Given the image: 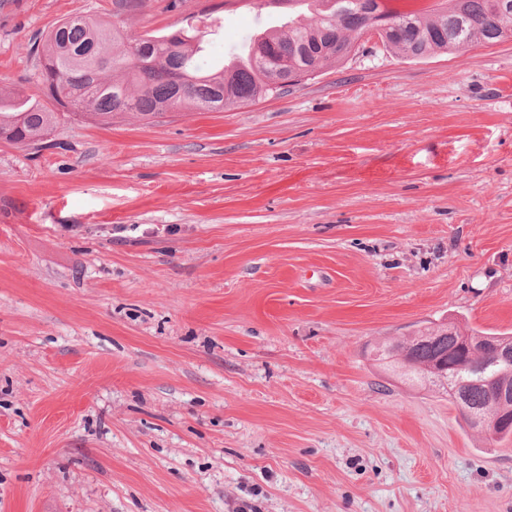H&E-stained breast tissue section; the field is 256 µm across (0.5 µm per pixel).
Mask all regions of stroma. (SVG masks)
I'll return each instance as SVG.
<instances>
[{
    "instance_id": "obj_1",
    "label": "stroma",
    "mask_w": 512,
    "mask_h": 512,
    "mask_svg": "<svg viewBox=\"0 0 512 512\" xmlns=\"http://www.w3.org/2000/svg\"><path fill=\"white\" fill-rule=\"evenodd\" d=\"M287 0H0V79L81 15L207 30L209 69ZM0 140V512H512V441L374 359L512 333V40L372 36L221 112H63Z\"/></svg>"
}]
</instances>
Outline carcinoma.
Listing matches in <instances>:
<instances>
[{"label":"carcinoma","instance_id":"obj_1","mask_svg":"<svg viewBox=\"0 0 512 512\" xmlns=\"http://www.w3.org/2000/svg\"><path fill=\"white\" fill-rule=\"evenodd\" d=\"M372 8L396 18L383 33L384 46L406 59L490 46L512 39V6L502 0H436L426 8L417 0H367ZM304 8L288 22V30L262 32L248 45V60L204 72L198 58L205 51L203 36L184 29L167 35L145 33L130 40L90 18L69 17L43 38L42 70L52 106L21 92L0 105V139L12 144L43 142L58 121L56 109L80 112L107 125L116 115L155 118L172 109L222 112L252 103L273 92L266 88L273 63L317 71L346 58L357 36L366 32L368 18L357 0H294ZM398 348L411 349L401 375L432 384L425 365L444 356L457 361L454 343L446 336H427ZM467 401L486 406L483 385L465 387Z\"/></svg>","mask_w":512,"mask_h":512}]
</instances>
